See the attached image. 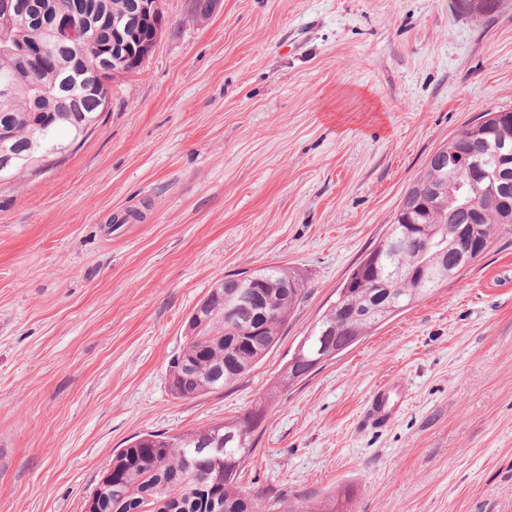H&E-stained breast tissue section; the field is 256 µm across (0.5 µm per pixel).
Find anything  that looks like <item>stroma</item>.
Listing matches in <instances>:
<instances>
[{
  "label": "stroma",
  "mask_w": 512,
  "mask_h": 512,
  "mask_svg": "<svg viewBox=\"0 0 512 512\" xmlns=\"http://www.w3.org/2000/svg\"><path fill=\"white\" fill-rule=\"evenodd\" d=\"M166 25L61 163L0 187V512H84L114 450L272 403L240 486L351 489L352 512H512V234L372 336L274 386L427 159L512 109V0H219ZM136 211L140 220L112 221ZM280 264L307 292L245 377L167 375L225 275ZM403 397L364 417L381 383ZM390 386L381 383L376 386L369 398L367 417L372 424H386L398 410V404L390 402Z\"/></svg>",
  "instance_id": "obj_1"
}]
</instances>
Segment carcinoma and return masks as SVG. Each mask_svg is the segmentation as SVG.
I'll list each match as a JSON object with an SVG mask.
<instances>
[{
  "instance_id": "1",
  "label": "carcinoma",
  "mask_w": 512,
  "mask_h": 512,
  "mask_svg": "<svg viewBox=\"0 0 512 512\" xmlns=\"http://www.w3.org/2000/svg\"><path fill=\"white\" fill-rule=\"evenodd\" d=\"M27 19L0 33V84L12 92L0 95V185L41 174L46 155L59 144L80 146L98 126L101 71L91 55L112 43V18L130 13L133 0H26ZM68 12L83 26L78 47L51 43L56 16ZM166 23L164 11L138 31V41H157ZM144 56L131 49L122 74L140 70ZM453 137L445 149L472 152L491 172L492 184L475 187L467 168L448 167L433 154L406 192L383 239L352 269L348 278L363 277L359 288L342 283L336 301L303 337L284 368L279 387L302 380L363 338L392 315L412 306L458 272L457 250L448 230L474 238L483 257L503 234H512V118L486 112ZM477 198L483 216L474 220L466 200ZM273 315L262 322V335L248 336L245 326L224 318L225 307L250 292L235 275L208 291L210 314L190 326L189 336L169 362L172 394L197 398L244 377L273 348L302 296L304 281L293 270L273 265L261 269ZM224 367V375L215 369ZM266 409L260 403L245 415L202 431L174 435L147 433L113 456L105 494L86 501L88 512H259L258 504L238 486L239 471L250 456ZM342 494L318 502H280L279 512H343Z\"/></svg>"
}]
</instances>
